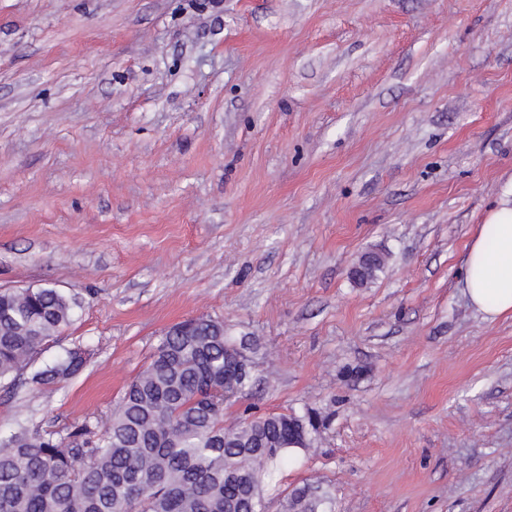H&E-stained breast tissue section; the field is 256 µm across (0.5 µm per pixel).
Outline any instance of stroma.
<instances>
[{
	"label": "stroma",
	"instance_id": "stroma-1",
	"mask_svg": "<svg viewBox=\"0 0 512 512\" xmlns=\"http://www.w3.org/2000/svg\"><path fill=\"white\" fill-rule=\"evenodd\" d=\"M512 193V0H0V291L74 296L0 434L102 428L180 321L297 414L267 512H512V312L466 251ZM384 259L366 281L350 271ZM85 364L80 349H71L52 365L34 371L30 380L38 385L57 384L79 373Z\"/></svg>",
	"mask_w": 512,
	"mask_h": 512
}]
</instances>
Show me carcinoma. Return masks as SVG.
Wrapping results in <instances>:
<instances>
[{
    "label": "carcinoma",
    "instance_id": "cac0c4a2",
    "mask_svg": "<svg viewBox=\"0 0 512 512\" xmlns=\"http://www.w3.org/2000/svg\"><path fill=\"white\" fill-rule=\"evenodd\" d=\"M75 301L55 288L0 291V384L24 371L70 324ZM71 349L31 374L38 385L79 373ZM245 392L224 379V322L199 317L161 339L101 431L65 436L18 426L0 436V512H224L235 501L265 512L262 483L284 448H226L224 403Z\"/></svg>",
    "mask_w": 512,
    "mask_h": 512
}]
</instances>
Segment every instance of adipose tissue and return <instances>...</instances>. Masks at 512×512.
<instances>
[{
	"label": "adipose tissue",
	"instance_id": "1",
	"mask_svg": "<svg viewBox=\"0 0 512 512\" xmlns=\"http://www.w3.org/2000/svg\"><path fill=\"white\" fill-rule=\"evenodd\" d=\"M464 286L478 310L512 312V200H502L481 224L465 259Z\"/></svg>",
	"mask_w": 512,
	"mask_h": 512
}]
</instances>
